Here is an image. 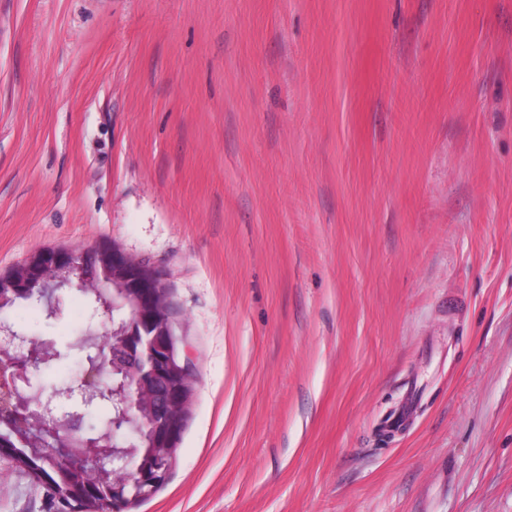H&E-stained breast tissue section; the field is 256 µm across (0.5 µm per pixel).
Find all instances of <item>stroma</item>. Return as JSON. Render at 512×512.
Returning a JSON list of instances; mask_svg holds the SVG:
<instances>
[{"mask_svg":"<svg viewBox=\"0 0 512 512\" xmlns=\"http://www.w3.org/2000/svg\"><path fill=\"white\" fill-rule=\"evenodd\" d=\"M104 242L197 370L133 512H512V0H0V273Z\"/></svg>","mask_w":512,"mask_h":512,"instance_id":"stroma-1","label":"stroma"}]
</instances>
